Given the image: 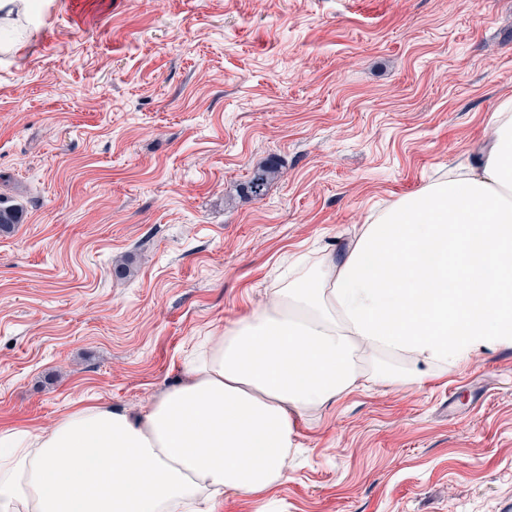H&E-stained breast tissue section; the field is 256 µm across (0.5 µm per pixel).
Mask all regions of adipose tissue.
I'll use <instances>...</instances> for the list:
<instances>
[{
    "instance_id": "1",
    "label": "adipose tissue",
    "mask_w": 512,
    "mask_h": 512,
    "mask_svg": "<svg viewBox=\"0 0 512 512\" xmlns=\"http://www.w3.org/2000/svg\"><path fill=\"white\" fill-rule=\"evenodd\" d=\"M478 166L371 214L284 279L140 415L79 403L48 430L0 427V512H213L288 477L295 419L359 377L401 389L424 368L512 346V96Z\"/></svg>"
}]
</instances>
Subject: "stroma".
Masks as SVG:
<instances>
[{
    "instance_id": "obj_1",
    "label": "stroma",
    "mask_w": 512,
    "mask_h": 512,
    "mask_svg": "<svg viewBox=\"0 0 512 512\" xmlns=\"http://www.w3.org/2000/svg\"><path fill=\"white\" fill-rule=\"evenodd\" d=\"M48 2L0 52V425L141 413L296 260L476 163L512 95V0ZM295 431L288 480L215 512H512V346ZM275 173V169L267 166H259L253 169L246 184L247 194L256 199L265 196Z\"/></svg>"
}]
</instances>
